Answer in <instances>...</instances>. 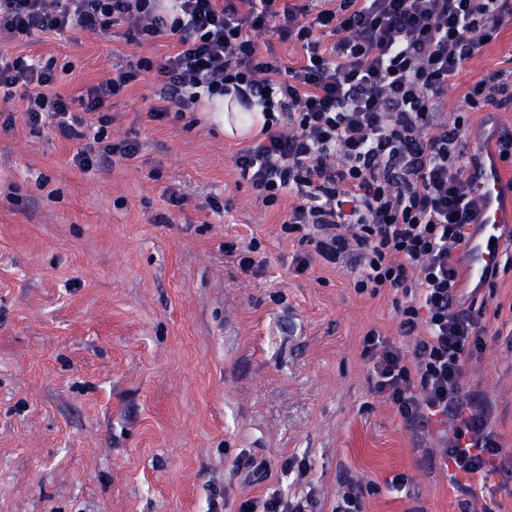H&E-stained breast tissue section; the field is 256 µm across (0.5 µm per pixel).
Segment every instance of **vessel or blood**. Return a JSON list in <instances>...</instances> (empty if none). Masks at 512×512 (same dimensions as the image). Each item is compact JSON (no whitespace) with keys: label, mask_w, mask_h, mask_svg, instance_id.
<instances>
[{"label":"vessel or blood","mask_w":512,"mask_h":512,"mask_svg":"<svg viewBox=\"0 0 512 512\" xmlns=\"http://www.w3.org/2000/svg\"><path fill=\"white\" fill-rule=\"evenodd\" d=\"M502 189L498 168L490 163L478 162L477 191L484 200V208L478 219L479 232L473 237L465 257L469 280L482 281L495 266L500 256L501 229L512 223V210H504L499 205Z\"/></svg>","instance_id":"vessel-or-blood-1"}]
</instances>
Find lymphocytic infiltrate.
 <instances>
[{"label": "lymphocytic infiltrate", "mask_w": 512, "mask_h": 512, "mask_svg": "<svg viewBox=\"0 0 512 512\" xmlns=\"http://www.w3.org/2000/svg\"><path fill=\"white\" fill-rule=\"evenodd\" d=\"M313 17L306 25L305 17ZM512 0H0V36L29 40L64 30L108 34L124 23L139 44L174 38L161 62L116 67L80 104L98 113L94 135L55 93L56 62L35 65L0 54V95L22 96L25 119L82 142L85 170L134 160L137 140L112 143V98L140 72H154L150 115H183L203 94H235L258 104L264 122L234 165L256 198H297L285 232L312 245L314 257H355L357 293L401 292L404 348L376 331L363 338L372 389L408 424L452 428L442 450L451 484L471 493L496 471L503 450L488 418L462 393L464 363L482 351L486 328L457 292L461 262L483 209L466 152L467 124L449 112L448 86L499 35ZM335 40L322 46L315 26ZM297 38L302 65L261 54L257 36ZM466 103L512 111V79L491 72L471 83Z\"/></svg>", "instance_id": "f902f5d3"}]
</instances>
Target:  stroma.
I'll return each mask as SVG.
<instances>
[{"label":"stroma","mask_w":512,"mask_h":512,"mask_svg":"<svg viewBox=\"0 0 512 512\" xmlns=\"http://www.w3.org/2000/svg\"><path fill=\"white\" fill-rule=\"evenodd\" d=\"M0 48L72 63L55 85L71 102L113 66L174 51L121 26ZM496 71L512 72V22L448 89L469 152L492 157L512 112L463 94ZM153 83L142 74L110 109L136 159L90 171L74 162L80 143L31 128L24 99H0L15 116L0 129V512H238L274 492L332 512L347 477L369 488L363 512H463L443 435L372 391L363 338L399 342L395 291L357 293L341 264L296 272L301 245L281 229L292 197L256 200L234 167L243 140L152 119ZM253 239L259 266L225 257V243ZM475 304L488 331L463 389L503 449L476 500L512 512V268Z\"/></svg>","instance_id":"35a3bbf8"}]
</instances>
